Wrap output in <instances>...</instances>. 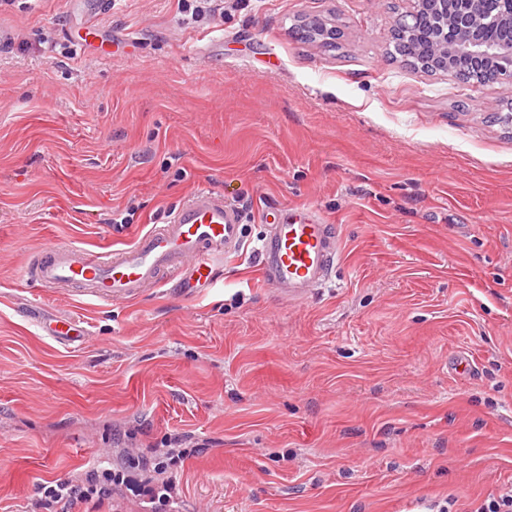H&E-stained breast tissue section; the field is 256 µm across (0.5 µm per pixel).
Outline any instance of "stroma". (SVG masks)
<instances>
[{
    "label": "stroma",
    "mask_w": 512,
    "mask_h": 512,
    "mask_svg": "<svg viewBox=\"0 0 512 512\" xmlns=\"http://www.w3.org/2000/svg\"><path fill=\"white\" fill-rule=\"evenodd\" d=\"M409 8L226 0L186 25L178 0H111L107 56L66 0L0 8V512L184 434L207 449L181 512H468L512 486V82L392 59ZM314 16L336 46L295 38ZM200 186L248 244L215 287L55 294L45 314L89 332L75 349L24 317L32 253L132 243ZM295 204L341 251L302 302L256 257L266 212Z\"/></svg>",
    "instance_id": "stroma-1"
}]
</instances>
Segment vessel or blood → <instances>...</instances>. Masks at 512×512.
<instances>
[{"label": "vessel or blood", "mask_w": 512, "mask_h": 512, "mask_svg": "<svg viewBox=\"0 0 512 512\" xmlns=\"http://www.w3.org/2000/svg\"><path fill=\"white\" fill-rule=\"evenodd\" d=\"M70 5L89 18L83 42L98 43L99 30L92 18L106 8L107 0H70ZM245 247L240 209L203 187L189 195L166 223L152 225L129 245L104 252L70 243L40 248L26 263L22 280L38 295L60 291L105 306L166 286L188 298L220 281L225 259ZM257 253L268 284L288 300L303 301L331 282L339 240L334 226L313 208L285 206L267 220ZM39 328L63 345L86 341L85 331L68 314L40 320Z\"/></svg>", "instance_id": "1"}]
</instances>
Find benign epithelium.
<instances>
[{
  "label": "benign epithelium",
  "mask_w": 512,
  "mask_h": 512,
  "mask_svg": "<svg viewBox=\"0 0 512 512\" xmlns=\"http://www.w3.org/2000/svg\"><path fill=\"white\" fill-rule=\"evenodd\" d=\"M411 15L431 12L445 17V24L431 29L429 64L439 58L456 62L445 71L473 74V81L490 79L512 82V0H494V8L482 16L473 11L474 0H412Z\"/></svg>",
  "instance_id": "1"
}]
</instances>
